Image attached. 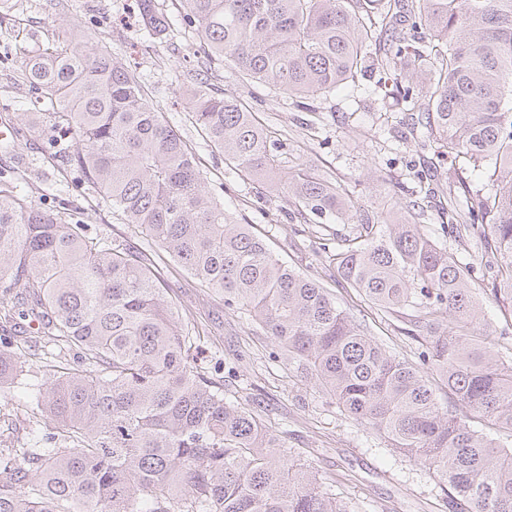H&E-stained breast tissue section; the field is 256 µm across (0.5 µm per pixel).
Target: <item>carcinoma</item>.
Here are the masks:
<instances>
[{
  "instance_id": "1",
  "label": "carcinoma",
  "mask_w": 512,
  "mask_h": 512,
  "mask_svg": "<svg viewBox=\"0 0 512 512\" xmlns=\"http://www.w3.org/2000/svg\"><path fill=\"white\" fill-rule=\"evenodd\" d=\"M207 55L288 96H327L371 64L398 78L401 110L435 147L477 168L486 190L448 205L455 229L480 224L499 264L490 289L512 300V0H179ZM163 39L169 18L141 0ZM385 35L383 52L367 49ZM53 128L77 139L73 161L103 203L224 307L270 336L275 357L357 423L444 479L448 512H512V445L485 438L442 406L447 389L479 417L512 427V359L492 343L469 271L424 231L425 188L378 221L346 190L299 161L288 197L304 220L353 225L327 258L377 309L411 308L412 358L380 346L316 280L277 259L212 195L195 152L108 49L55 40L21 62ZM189 119L245 180L277 170L247 105L197 83ZM31 317L75 352L29 411L55 425L46 448L0 449V512H351L324 478L282 449L264 419L224 393L194 360L145 254L91 238L83 224L0 189V322ZM26 362L0 348V391Z\"/></svg>"
}]
</instances>
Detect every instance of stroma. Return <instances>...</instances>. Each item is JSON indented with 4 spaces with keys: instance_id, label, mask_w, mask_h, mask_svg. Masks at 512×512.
Listing matches in <instances>:
<instances>
[{
    "instance_id": "1",
    "label": "stroma",
    "mask_w": 512,
    "mask_h": 512,
    "mask_svg": "<svg viewBox=\"0 0 512 512\" xmlns=\"http://www.w3.org/2000/svg\"><path fill=\"white\" fill-rule=\"evenodd\" d=\"M68 38L118 54L140 76L145 92L197 154L213 195L240 223L264 234L272 253L289 268L319 280L337 304L386 349L412 356L417 342L405 333L400 313L374 309L357 290L337 283L325 246L349 233L343 223L307 224L288 199L281 178L245 181L213 151L187 116V92L205 81L215 94L234 96L257 112L271 133L276 155L301 157L316 173L353 193L370 213L381 214L397 200L399 188L418 177H440L438 193L423 204L429 235L447 244L471 269L476 288H490L497 269L493 246L479 230L451 232L443 208L487 182L485 170L461 168L458 160L431 149L395 103L354 99L343 86L327 97H288L268 85L242 78L230 61L207 60L204 44L188 25L158 40L138 23L136 0H10L0 8V181L33 205L52 210L62 223L87 225L91 236L132 246L151 258L166 296L180 320L194 327L200 362L217 367L227 396L256 410L280 444L312 463L337 499L353 512H448L446 482L396 452L380 433L360 425L329 397L271 358L269 336L247 315L225 309L214 292L176 265L133 225L105 206L97 187L63 162L56 145L75 149L72 135L53 134L48 118L36 113L23 123L35 94L20 61L49 41ZM462 170V180L449 174ZM6 341L27 360V380L0 390V448H40L53 426L25 411L41 380L37 369L47 336L16 328Z\"/></svg>"
}]
</instances>
